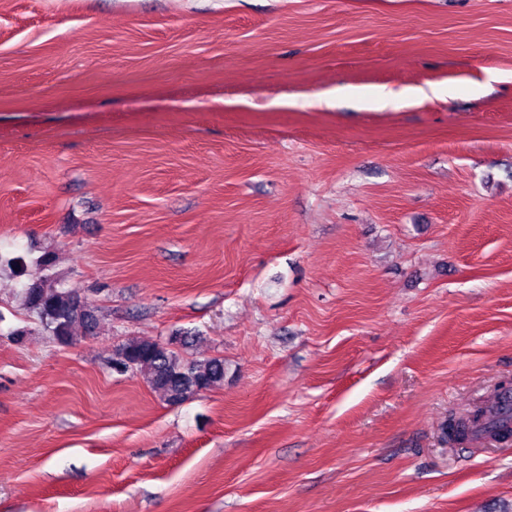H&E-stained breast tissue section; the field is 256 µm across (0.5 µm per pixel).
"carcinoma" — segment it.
Here are the masks:
<instances>
[{
  "mask_svg": "<svg viewBox=\"0 0 512 512\" xmlns=\"http://www.w3.org/2000/svg\"><path fill=\"white\" fill-rule=\"evenodd\" d=\"M23 303L61 344L76 342L73 329L90 333L95 328V308L76 288L39 278L25 288ZM116 365L143 375L150 389L161 399L177 404L224 383V361L218 358L186 359L169 345L151 339H135L117 352ZM470 422L450 421L443 427L445 437L462 442Z\"/></svg>",
  "mask_w": 512,
  "mask_h": 512,
  "instance_id": "carcinoma-1",
  "label": "carcinoma"
}]
</instances>
